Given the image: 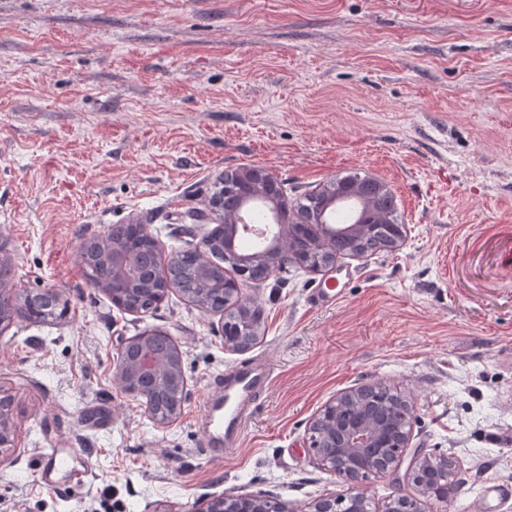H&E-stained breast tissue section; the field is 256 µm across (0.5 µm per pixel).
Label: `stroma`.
<instances>
[{
    "mask_svg": "<svg viewBox=\"0 0 512 512\" xmlns=\"http://www.w3.org/2000/svg\"><path fill=\"white\" fill-rule=\"evenodd\" d=\"M244 166L297 195L374 176L406 242L245 287L264 317L242 353L182 294L132 315L94 287L83 241L135 218L163 255L184 249ZM0 248L18 295L69 305L0 330L17 432L0 512H194L219 494L304 512L340 490L312 419L378 383L413 401L411 448L463 476L451 512H512V0H0ZM329 279L336 299L310 305ZM146 329L188 379L164 429L114 374ZM257 356L269 390L241 447L209 457L211 381ZM45 448L84 449L85 481L44 486ZM362 489L371 512L419 495L406 474Z\"/></svg>",
    "mask_w": 512,
    "mask_h": 512,
    "instance_id": "35a3bbf8",
    "label": "stroma"
}]
</instances>
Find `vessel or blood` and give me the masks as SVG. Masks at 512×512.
Returning a JSON list of instances; mask_svg holds the SVG:
<instances>
[{"instance_id":"b4317fda","label":"vessel or blood","mask_w":512,"mask_h":512,"mask_svg":"<svg viewBox=\"0 0 512 512\" xmlns=\"http://www.w3.org/2000/svg\"><path fill=\"white\" fill-rule=\"evenodd\" d=\"M270 372V365L262 360L238 363L225 373L217 391L206 398L203 422L211 457H223L225 450L238 445L245 421L267 392ZM81 455L77 448H55L45 453L43 484L53 487L64 479L83 481L88 468L79 464Z\"/></svg>"}]
</instances>
